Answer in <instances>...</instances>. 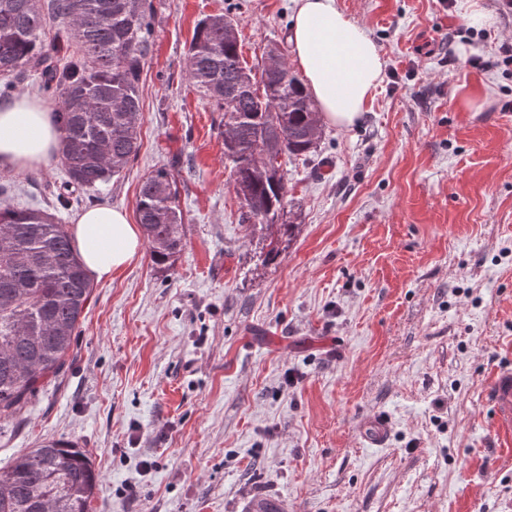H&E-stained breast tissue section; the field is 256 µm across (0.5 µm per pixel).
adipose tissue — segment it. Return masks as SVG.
Returning a JSON list of instances; mask_svg holds the SVG:
<instances>
[{"mask_svg": "<svg viewBox=\"0 0 512 512\" xmlns=\"http://www.w3.org/2000/svg\"><path fill=\"white\" fill-rule=\"evenodd\" d=\"M293 59L305 90L324 123L341 128L359 121L383 78L384 60L364 28L336 0H298L290 27ZM59 149V130L46 104L22 96L0 104V165L24 171ZM91 279H111L141 247L127 213L99 205L82 213L72 228Z\"/></svg>", "mask_w": 512, "mask_h": 512, "instance_id": "1", "label": "adipose tissue"}]
</instances>
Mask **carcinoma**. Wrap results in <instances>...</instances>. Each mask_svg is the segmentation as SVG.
<instances>
[{"label": "carcinoma", "mask_w": 512, "mask_h": 512, "mask_svg": "<svg viewBox=\"0 0 512 512\" xmlns=\"http://www.w3.org/2000/svg\"><path fill=\"white\" fill-rule=\"evenodd\" d=\"M153 0H0V98L35 74L56 101L59 156L68 180L54 191L66 205L120 175L141 149L140 81L152 43ZM60 22L52 38L48 25ZM233 19L199 20L184 72L222 112L224 159L241 202V221L293 234L283 163L262 175V157L305 156L312 104L291 71L254 68L227 36ZM178 174L166 166L142 179L136 200L153 266L170 270L187 245ZM0 177V423L66 364L93 286L69 229L41 207L10 203ZM100 475L88 452L44 440L0 468V512H93Z\"/></svg>", "instance_id": "carcinoma-1"}]
</instances>
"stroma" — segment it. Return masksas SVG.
I'll return each instance as SVG.
<instances>
[{
    "instance_id": "stroma-1",
    "label": "stroma",
    "mask_w": 512,
    "mask_h": 512,
    "mask_svg": "<svg viewBox=\"0 0 512 512\" xmlns=\"http://www.w3.org/2000/svg\"><path fill=\"white\" fill-rule=\"evenodd\" d=\"M141 150L56 214L136 213L139 184L175 166L187 245L167 273L148 249L94 284L61 374L0 428V466L46 438L77 442L101 477L95 512H512V458L485 391L512 366V44L494 0H336L384 59L362 119L323 126L288 162L291 241L263 259L224 160L221 112L183 65L197 21L238 20L248 65L289 51L296 0H154ZM492 16L467 26V7ZM66 173H13L15 205H54ZM293 385H286V373ZM391 421L387 445L358 436ZM389 432V420L383 415L367 418L362 422L358 430L362 443L371 448L383 447L388 440Z\"/></svg>"
}]
</instances>
